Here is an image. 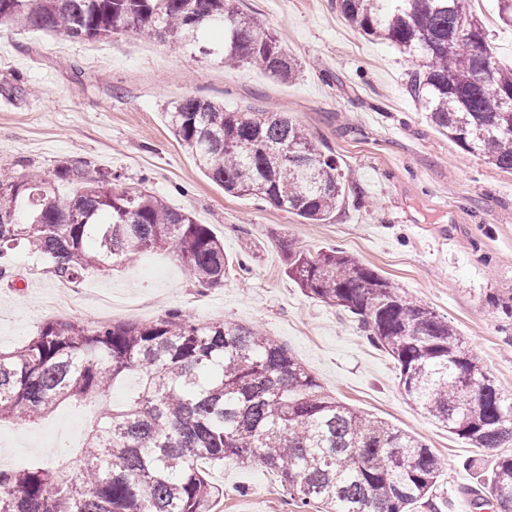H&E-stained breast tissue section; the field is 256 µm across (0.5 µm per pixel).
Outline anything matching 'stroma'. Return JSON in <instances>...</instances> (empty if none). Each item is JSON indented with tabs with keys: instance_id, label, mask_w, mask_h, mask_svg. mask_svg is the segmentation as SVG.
<instances>
[{
	"instance_id": "35a3bbf8",
	"label": "stroma",
	"mask_w": 512,
	"mask_h": 512,
	"mask_svg": "<svg viewBox=\"0 0 512 512\" xmlns=\"http://www.w3.org/2000/svg\"><path fill=\"white\" fill-rule=\"evenodd\" d=\"M301 64L293 81L249 66L225 68L173 44L131 33L73 42L49 33L0 30V158L52 172L57 160L87 161L211 225L229 260L247 262L215 288L197 287L168 253L83 285L112 297V322L146 323L177 308L197 323L255 326L285 345L322 388L361 415L423 440L443 464L433 501L466 512L482 491L472 460L481 449L432 422L402 393L393 359L336 307L306 297L285 272L282 240L317 253L345 251L445 317L505 393H512V173L462 151L421 112L408 90L415 63L352 28L335 0H240ZM196 96L240 112H285L331 149L347 174L335 213L309 224L251 196L225 193L167 129L165 114ZM56 281L18 256L0 281V349L22 347L60 315L42 297ZM113 388L84 406L65 402L34 424L0 425L20 464L68 463L91 421L124 401ZM221 512H295L276 476L233 459L207 468Z\"/></svg>"
}]
</instances>
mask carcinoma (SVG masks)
I'll use <instances>...</instances> for the list:
<instances>
[{
    "label": "carcinoma",
    "instance_id": "carcinoma-1",
    "mask_svg": "<svg viewBox=\"0 0 512 512\" xmlns=\"http://www.w3.org/2000/svg\"><path fill=\"white\" fill-rule=\"evenodd\" d=\"M238 0H0V28L74 41L121 32L166 40L224 65L289 80L298 72L275 33ZM364 35L419 58L409 92L460 149L512 171V68L497 65L468 0H337ZM208 26L201 27L202 20ZM177 143L224 191L253 195L313 224L326 221L345 174L286 112H230L196 96L166 113ZM293 146L289 160L279 151ZM0 164V279L21 252L74 284L145 252L173 254L201 288L230 264L207 224L146 189L73 161L52 173ZM74 191L63 195L59 186ZM286 273L306 296L355 318L398 365L408 399L476 448L512 444V395L448 323L342 250L283 243ZM136 387L99 414L66 470L39 459L0 470V512H210L202 465L258 462L300 509L412 512L432 505L440 459L420 439L365 418L322 390L288 349L254 327L200 325L174 310L147 323L49 321L0 351V423H34L64 402ZM485 505L512 512V455L498 457Z\"/></svg>",
    "mask_w": 512,
    "mask_h": 512
}]
</instances>
